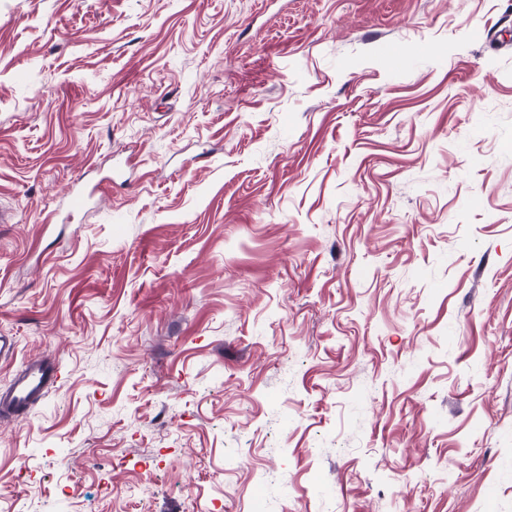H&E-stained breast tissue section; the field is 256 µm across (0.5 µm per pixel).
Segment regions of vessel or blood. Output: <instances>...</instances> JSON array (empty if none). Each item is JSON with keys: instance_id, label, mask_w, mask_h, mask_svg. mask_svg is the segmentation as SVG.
I'll return each mask as SVG.
<instances>
[{"instance_id": "obj_1", "label": "vessel or blood", "mask_w": 512, "mask_h": 512, "mask_svg": "<svg viewBox=\"0 0 512 512\" xmlns=\"http://www.w3.org/2000/svg\"><path fill=\"white\" fill-rule=\"evenodd\" d=\"M59 370L47 359H33L11 380L8 388L0 392V416L26 417L30 409L48 394L57 381Z\"/></svg>"}]
</instances>
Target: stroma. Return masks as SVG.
Wrapping results in <instances>:
<instances>
[{
	"label": "stroma",
	"instance_id": "obj_1",
	"mask_svg": "<svg viewBox=\"0 0 512 512\" xmlns=\"http://www.w3.org/2000/svg\"><path fill=\"white\" fill-rule=\"evenodd\" d=\"M0 208L14 512H512V0H0ZM58 377V367L50 360H29L0 393V416L26 417L30 409L46 397Z\"/></svg>",
	"mask_w": 512,
	"mask_h": 512
}]
</instances>
